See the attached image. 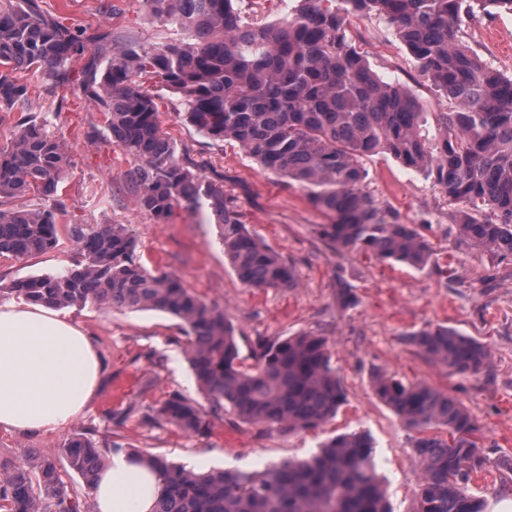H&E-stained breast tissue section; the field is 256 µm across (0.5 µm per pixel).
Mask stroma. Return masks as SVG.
Instances as JSON below:
<instances>
[{
	"mask_svg": "<svg viewBox=\"0 0 512 512\" xmlns=\"http://www.w3.org/2000/svg\"><path fill=\"white\" fill-rule=\"evenodd\" d=\"M103 14L98 0H41L42 9L66 24L94 32L108 25L115 33L135 31L142 43L179 38L173 26L148 17L142 0H112ZM463 41L481 60L512 76V13L479 14L464 19ZM348 37L366 55L384 81L411 89L423 111L444 112L448 100L424 79L407 46L379 18L351 16ZM21 78L30 87L28 112L48 121L64 143L70 167L58 195L66 212L59 218L58 243L24 260L0 257V285L31 275L52 273L70 264L75 248L73 224L126 225L142 263L178 275L186 288L208 304L226 310L241 336H287L318 330L328 336L333 364L346 388L348 403L336 418L316 431L285 433L239 422L229 413L212 418L205 434H190L154 422L156 408L172 392L194 400L202 395L185 355L178 319L158 311H118L95 305L70 307L64 314L87 332L102 361L99 387L84 414L70 426L39 434L0 430V457L24 462L31 450L53 457L63 480L81 488L62 452L75 434L93 431L96 441L112 438L124 447L161 454L198 471H244L316 452L335 434L365 430L375 446L377 469L394 512H415L418 470L411 459V434L370 387V373L381 369L404 382L425 381L456 397L482 429L485 468L469 483L485 501L512 498V475L499 470L501 456H512V262L498 264L462 243L448 216V204L430 179L379 154L366 162L369 188L409 224H419L434 249L432 265L415 270L388 265L358 251L338 257L317 227L328 218L299 188L286 187L261 169L237 144L197 133L183 117L179 94L154 86L163 130L179 154L205 161L224 174V189L248 230L293 262L299 287L255 290L235 276L205 214L176 209L168 223H157L141 209L126 184L128 162L107 142L103 119L73 87H53L32 73ZM458 272L446 284L440 266ZM343 268L359 302L349 310L336 306L334 274ZM447 325L487 344L493 353L490 374L461 375L427 359L403 342L405 333ZM129 388L122 399L132 408L124 423L110 422L113 389Z\"/></svg>",
	"mask_w": 512,
	"mask_h": 512,
	"instance_id": "1",
	"label": "stroma"
}]
</instances>
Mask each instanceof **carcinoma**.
Segmentation results:
<instances>
[{
	"mask_svg": "<svg viewBox=\"0 0 512 512\" xmlns=\"http://www.w3.org/2000/svg\"><path fill=\"white\" fill-rule=\"evenodd\" d=\"M275 23H247L233 0H143L147 14L184 35L145 46L109 26L89 35L41 9L39 0H0V107L21 112L0 146V256L25 259L57 242L62 205L33 208L28 195L58 191L69 167L61 140L25 114L32 69L54 86L76 84L105 116L112 142L130 164L125 177L140 207L159 222L175 209L207 210L224 256L246 288L297 287L295 265L251 234L224 175L179 156L163 132L149 86L179 94L184 120L215 141H232L287 185L303 188L331 222L319 228L336 254L366 251L376 259L425 268L433 255L421 226L407 224L368 189L365 161L387 154L432 179L453 207L460 241L512 261V77L484 64L463 44V16L512 13V0H298ZM387 22L419 63L420 73L451 101L434 113L437 134H425L428 113L409 90L382 81L347 38L351 15ZM79 62V68L73 62ZM74 264L13 281L6 294L65 309L87 303L117 310H155L184 325L186 357L212 412L230 410L242 423L283 432L313 431L335 418L347 393L332 363L329 338L316 331L257 336L252 364L240 358L227 313L186 288L179 276L147 269L123 224H74ZM336 303L358 304L336 273ZM403 340L459 374L492 366L490 348L445 326ZM377 398L413 433L419 470L415 512H485L469 491L483 470L481 427L451 394L426 382L404 383L376 370ZM155 419L187 433L210 422L194 400L174 392ZM87 488L111 455L137 457L160 474L153 512H393L366 431L336 435L303 460L261 472H197L159 454L80 433L62 449ZM3 512H91V504L39 453L18 464L0 458Z\"/></svg>",
	"mask_w": 512,
	"mask_h": 512,
	"instance_id": "1",
	"label": "carcinoma"
}]
</instances>
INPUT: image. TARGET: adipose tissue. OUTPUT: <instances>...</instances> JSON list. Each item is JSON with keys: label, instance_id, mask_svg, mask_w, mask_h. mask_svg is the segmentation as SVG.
<instances>
[{"label": "adipose tissue", "instance_id": "obj_1", "mask_svg": "<svg viewBox=\"0 0 512 512\" xmlns=\"http://www.w3.org/2000/svg\"><path fill=\"white\" fill-rule=\"evenodd\" d=\"M101 373L87 333L58 309L0 303V429L25 434L66 427L84 412ZM158 473L112 456L92 489L94 512H151Z\"/></svg>", "mask_w": 512, "mask_h": 512}]
</instances>
